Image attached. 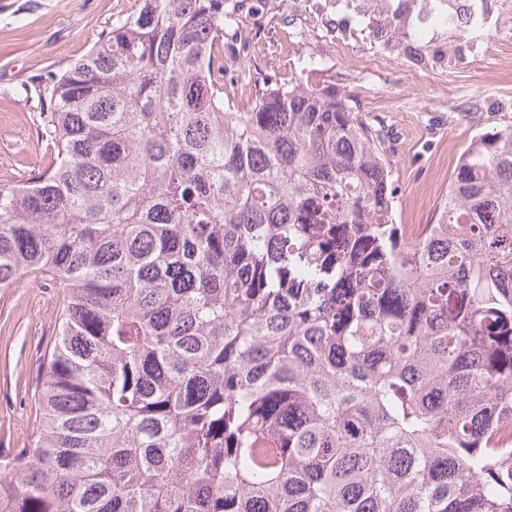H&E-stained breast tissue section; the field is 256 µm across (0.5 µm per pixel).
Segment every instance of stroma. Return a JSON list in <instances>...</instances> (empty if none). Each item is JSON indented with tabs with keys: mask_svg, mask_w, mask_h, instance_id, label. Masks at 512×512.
<instances>
[{
	"mask_svg": "<svg viewBox=\"0 0 512 512\" xmlns=\"http://www.w3.org/2000/svg\"><path fill=\"white\" fill-rule=\"evenodd\" d=\"M236 2L231 24L244 36L224 42L225 84L246 97L256 79L321 60L317 81L335 85L385 140L396 223H428L470 141L512 125V69L503 64L512 7H492L483 32L442 33L417 55L376 41L358 0ZM136 8V0H0V186L51 161L24 87L82 57ZM63 301L55 281L37 273L0 286V452L33 438L43 356Z\"/></svg>",
	"mask_w": 512,
	"mask_h": 512,
	"instance_id": "35a3bbf8",
	"label": "stroma"
}]
</instances>
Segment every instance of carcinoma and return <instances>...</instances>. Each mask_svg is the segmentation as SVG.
Segmentation results:
<instances>
[{"instance_id": "1", "label": "carcinoma", "mask_w": 512, "mask_h": 512, "mask_svg": "<svg viewBox=\"0 0 512 512\" xmlns=\"http://www.w3.org/2000/svg\"><path fill=\"white\" fill-rule=\"evenodd\" d=\"M226 0H138L27 88L0 286L64 291L0 512H512V126L395 223L336 87H224Z\"/></svg>"}]
</instances>
